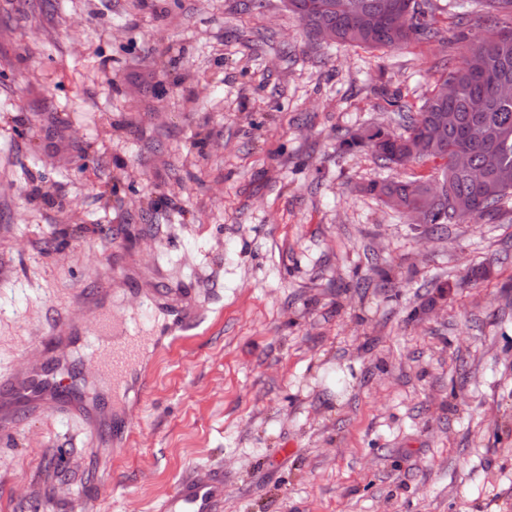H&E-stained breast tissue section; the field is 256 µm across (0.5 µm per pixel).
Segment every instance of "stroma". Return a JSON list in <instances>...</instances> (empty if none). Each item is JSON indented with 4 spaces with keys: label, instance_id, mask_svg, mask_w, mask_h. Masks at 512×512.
Returning <instances> with one entry per match:
<instances>
[{
    "label": "stroma",
    "instance_id": "stroma-1",
    "mask_svg": "<svg viewBox=\"0 0 512 512\" xmlns=\"http://www.w3.org/2000/svg\"><path fill=\"white\" fill-rule=\"evenodd\" d=\"M244 2L0 0V376L100 289L143 347L131 440L23 412L0 512H157L211 466L222 512H512V200L436 231L367 187L438 162L338 148L482 20L371 51Z\"/></svg>",
    "mask_w": 512,
    "mask_h": 512
}]
</instances>
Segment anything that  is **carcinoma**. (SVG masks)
I'll return each mask as SVG.
<instances>
[{
    "instance_id": "carcinoma-1",
    "label": "carcinoma",
    "mask_w": 512,
    "mask_h": 512,
    "mask_svg": "<svg viewBox=\"0 0 512 512\" xmlns=\"http://www.w3.org/2000/svg\"><path fill=\"white\" fill-rule=\"evenodd\" d=\"M291 9L307 32L317 35L318 29L328 26L336 29L340 43L370 49L400 47L415 39L436 37L429 13L431 0H292ZM454 8L464 17L476 5L486 18L482 50L489 66L488 76L475 77L467 68L471 44L463 43L457 63L448 67L444 82L454 85V96L446 101L434 95L426 98L414 114L394 99L389 105L401 113L405 122L404 132L391 134L379 144L374 155L385 166L407 164L404 143L418 139L424 144V153L415 161L436 157L453 159L461 151L467 155L469 166L480 168L487 157L495 155L498 169L484 187L474 186L466 173L451 166L444 167L443 200L431 213L428 223L433 226L460 224L474 221L499 210L501 204L512 196V96L499 92L502 84H512V26L499 25L498 17H512V0H453ZM396 9L411 12L410 24L399 27L392 24L389 15ZM376 16L379 26L371 31L355 25L360 15ZM454 112L458 125L448 129L442 138L433 135L440 113ZM367 191L378 197L386 206L400 213L418 202L409 183L383 181L371 183Z\"/></svg>"
}]
</instances>
